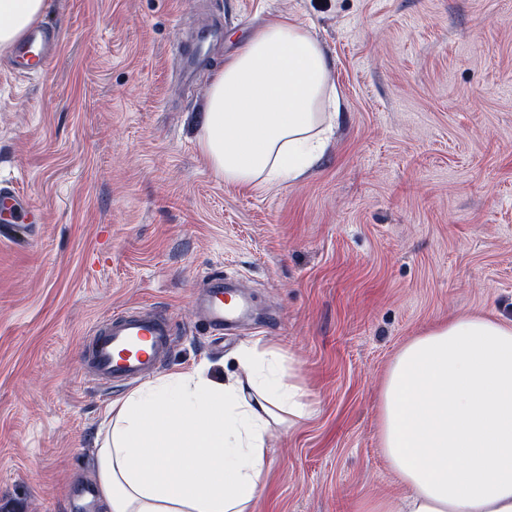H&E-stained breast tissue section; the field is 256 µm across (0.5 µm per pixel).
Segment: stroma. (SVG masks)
Returning a JSON list of instances; mask_svg holds the SVG:
<instances>
[{"mask_svg":"<svg viewBox=\"0 0 512 512\" xmlns=\"http://www.w3.org/2000/svg\"><path fill=\"white\" fill-rule=\"evenodd\" d=\"M288 15L334 62L336 139L303 180L226 184L197 147L205 88ZM41 23L48 70L0 53V179L45 214L0 235V512H101L90 457L131 387L85 374L86 334L125 307L174 324L161 375L256 340L289 356L314 412L273 431L253 512L398 493L376 439L395 353L512 320V0H48ZM217 271L251 303L221 338L194 303Z\"/></svg>","mask_w":512,"mask_h":512,"instance_id":"35a3bbf8","label":"stroma"}]
</instances>
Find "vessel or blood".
<instances>
[{
  "label": "vessel or blood",
  "instance_id": "obj_1",
  "mask_svg": "<svg viewBox=\"0 0 512 512\" xmlns=\"http://www.w3.org/2000/svg\"><path fill=\"white\" fill-rule=\"evenodd\" d=\"M56 38L42 27H35L18 44L19 59L37 56L48 66L57 52ZM40 209L11 185L0 186V231L15 237H27L31 227L41 223ZM203 319L215 331H224L236 320L241 305L224 289V277L211 275L201 300ZM173 328L170 320L137 308L123 309L99 318L86 336L87 363L91 373L108 384H124L145 376L166 358Z\"/></svg>",
  "mask_w": 512,
  "mask_h": 512
}]
</instances>
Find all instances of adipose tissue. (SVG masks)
Here are the masks:
<instances>
[{"mask_svg": "<svg viewBox=\"0 0 512 512\" xmlns=\"http://www.w3.org/2000/svg\"><path fill=\"white\" fill-rule=\"evenodd\" d=\"M47 0H0V51ZM332 64L304 23L278 18L225 59L205 91L199 151L213 175L279 186L322 161L341 100ZM222 379L170 373L112 404L94 451L103 512H249L274 428L310 415L282 354L246 344ZM378 439L404 494L360 512H512V322L459 315L396 353L377 406Z\"/></svg>", "mask_w": 512, "mask_h": 512, "instance_id": "adipose-tissue-1", "label": "adipose tissue"}]
</instances>
